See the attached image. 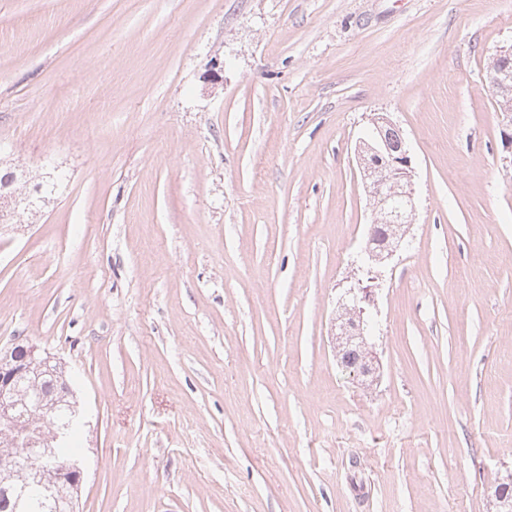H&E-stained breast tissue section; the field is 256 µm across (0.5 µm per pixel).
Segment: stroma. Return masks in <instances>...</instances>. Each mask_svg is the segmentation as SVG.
Masks as SVG:
<instances>
[{"label": "stroma", "instance_id": "35a3bbf8", "mask_svg": "<svg viewBox=\"0 0 512 512\" xmlns=\"http://www.w3.org/2000/svg\"><path fill=\"white\" fill-rule=\"evenodd\" d=\"M512 0H0V348L60 360L79 512H492L512 474ZM399 128L370 387L336 361ZM512 48L509 50H500L498 54L492 56L491 64L487 70L488 84L495 96L501 100L500 112L506 120V126L512 129ZM381 119L372 122L376 130L371 141H362L356 149L358 163L364 176L378 177L371 190L377 211L388 194L411 185L413 172L411 158L402 141L395 151H392L387 142L386 130L396 129L387 120Z\"/></svg>", "mask_w": 512, "mask_h": 512}]
</instances>
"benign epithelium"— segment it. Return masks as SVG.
<instances>
[{"mask_svg": "<svg viewBox=\"0 0 512 512\" xmlns=\"http://www.w3.org/2000/svg\"><path fill=\"white\" fill-rule=\"evenodd\" d=\"M488 84L500 100L506 125L512 128V48L492 56L487 70ZM375 135L370 142H362L356 149L358 163L363 174L374 175L371 194L376 205L399 188L411 185L412 162L407 148L399 144L393 150L386 139V132L394 129L386 120H375ZM376 225H370L365 253L368 257L364 277L351 284L341 298L340 333L336 336V358L345 362L349 348L360 342L365 348V358L360 367L362 376L376 382L379 363L369 350L366 333L371 308L374 306V290L379 279L376 268L392 259L402 238L397 236L385 243L380 251L372 250ZM51 357L45 356L32 344L16 341L7 350H0V427L14 431L9 437V447L0 448V455L13 459L12 468L0 473V484L12 489L21 507H26L30 489H40L41 497L50 501L52 512H78V501L84 481V470L77 457L60 464L55 452L49 447H37L36 440L28 431L14 430L12 398L19 383L29 375L50 366ZM69 423L52 430V440H64L72 425L78 424L77 403H68Z\"/></svg>", "mask_w": 512, "mask_h": 512, "instance_id": "7a95c632", "label": "benign epithelium"}]
</instances>
